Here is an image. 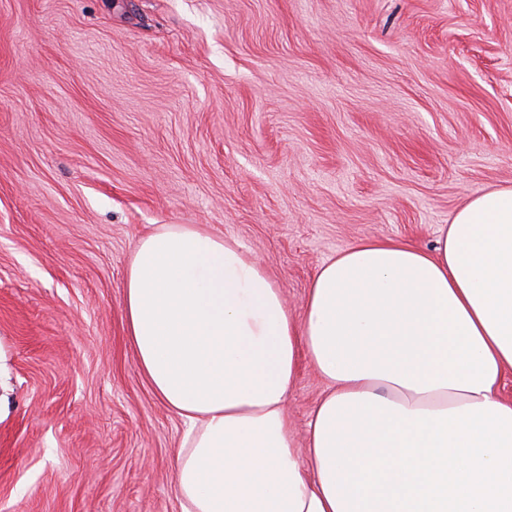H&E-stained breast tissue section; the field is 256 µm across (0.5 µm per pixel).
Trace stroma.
<instances>
[{"label": "stroma", "instance_id": "35a3bbf8", "mask_svg": "<svg viewBox=\"0 0 512 512\" xmlns=\"http://www.w3.org/2000/svg\"><path fill=\"white\" fill-rule=\"evenodd\" d=\"M512 186V0H0V512H179L137 240L237 241L301 317L361 240ZM326 385L300 360L297 438Z\"/></svg>", "mask_w": 512, "mask_h": 512}]
</instances>
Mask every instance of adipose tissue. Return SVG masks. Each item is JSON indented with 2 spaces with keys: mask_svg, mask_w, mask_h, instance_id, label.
Here are the masks:
<instances>
[{
  "mask_svg": "<svg viewBox=\"0 0 512 512\" xmlns=\"http://www.w3.org/2000/svg\"><path fill=\"white\" fill-rule=\"evenodd\" d=\"M123 317L187 426L181 512H512V187L466 202L434 250L366 240L328 259L299 321L237 243L161 225L131 255ZM302 356L328 390L300 446Z\"/></svg>",
  "mask_w": 512,
  "mask_h": 512,
  "instance_id": "obj_1",
  "label": "adipose tissue"
}]
</instances>
